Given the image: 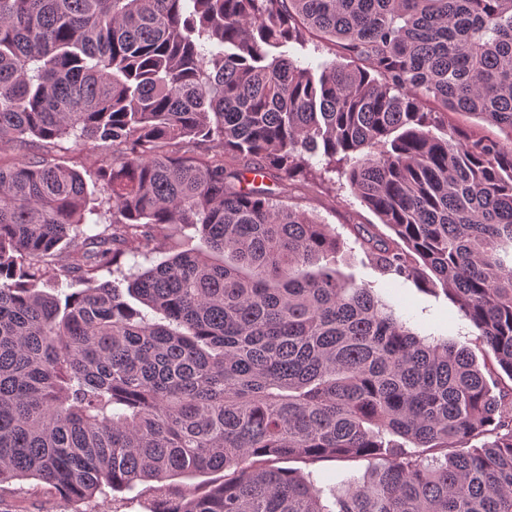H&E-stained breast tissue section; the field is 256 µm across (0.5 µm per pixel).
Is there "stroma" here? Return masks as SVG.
Masks as SVG:
<instances>
[{"label":"stroma","mask_w":512,"mask_h":512,"mask_svg":"<svg viewBox=\"0 0 512 512\" xmlns=\"http://www.w3.org/2000/svg\"><path fill=\"white\" fill-rule=\"evenodd\" d=\"M284 204L297 205L320 222L328 224L344 241L336 268L344 278L366 285L407 315L410 325L420 333H435L448 340L471 346L478 364L494 372L501 390L512 389V377L496 362L488 347L477 343L473 325L464 319L457 306L443 292H430L411 282H398L382 274L366 258L356 243V233L364 229L387 234L388 229L349 189L318 180L296 179L283 196ZM0 512H71V506L49 485L36 480H16L0 493Z\"/></svg>","instance_id":"1"}]
</instances>
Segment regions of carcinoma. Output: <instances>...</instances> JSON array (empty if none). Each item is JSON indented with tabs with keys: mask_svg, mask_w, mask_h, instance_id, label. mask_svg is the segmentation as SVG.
<instances>
[{
	"mask_svg": "<svg viewBox=\"0 0 512 512\" xmlns=\"http://www.w3.org/2000/svg\"><path fill=\"white\" fill-rule=\"evenodd\" d=\"M308 30L336 61L275 53ZM450 112L507 141L435 135ZM64 138L109 154L92 183L0 165V485L512 512V395L339 279V236L266 185L321 154L393 232L358 237L376 268L442 289L512 376V0H0V146ZM344 459L366 472L328 490L280 466Z\"/></svg>",
	"mask_w": 512,
	"mask_h": 512,
	"instance_id": "1",
	"label": "carcinoma"
}]
</instances>
